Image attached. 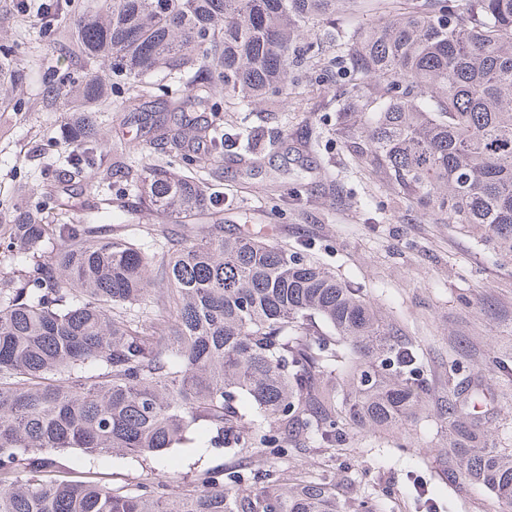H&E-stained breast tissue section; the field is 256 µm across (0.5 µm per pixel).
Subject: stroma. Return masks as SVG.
I'll return each instance as SVG.
<instances>
[{
  "label": "stroma",
  "mask_w": 512,
  "mask_h": 512,
  "mask_svg": "<svg viewBox=\"0 0 512 512\" xmlns=\"http://www.w3.org/2000/svg\"><path fill=\"white\" fill-rule=\"evenodd\" d=\"M15 6L16 0H0V40L20 45L25 71L14 91L18 110L0 112V225L12 222L15 199L56 180L70 152L53 137L63 112L45 100V86L87 74L66 45L42 37L39 26L16 22ZM299 82L303 100L278 112H227L215 95L211 118L226 137L244 124L262 139L281 133L288 142L262 152L252 170L236 164L234 146H226L224 231L306 247L313 261L361 286L416 350L429 396L419 418L395 432L354 433L343 448L289 451L288 468L334 478L341 512H353L361 496L382 512H512L482 486L449 482L450 434L441 417L460 378L481 383L478 411L491 432L484 445L512 449V262L494 260L454 226L394 204L374 176L350 174L349 157L331 134L333 115L320 103L345 86V77L335 67L314 69ZM304 140L310 147L302 151ZM454 359L457 374L448 369ZM274 460L270 452L251 456L196 444L147 461L108 454L91 470L116 485L149 470L177 485L216 467L261 472Z\"/></svg>",
  "instance_id": "stroma-1"
}]
</instances>
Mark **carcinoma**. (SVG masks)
Returning a JSON list of instances; mask_svg holds the SVG:
<instances>
[{"label":"carcinoma","mask_w":512,"mask_h":512,"mask_svg":"<svg viewBox=\"0 0 512 512\" xmlns=\"http://www.w3.org/2000/svg\"><path fill=\"white\" fill-rule=\"evenodd\" d=\"M361 0H52L74 11L72 52L92 75L48 94L61 137L96 189L122 182L123 221L80 218L57 183L37 189L0 236V512H338L336 483L274 467L207 469L173 488L153 474L113 486L80 475L115 450L147 459L203 428L213 448L345 444L386 433L428 396L411 348L361 288L301 251L224 236V195L190 154L224 155L202 112L288 104L294 74L332 61L348 76L332 132L395 202L454 224L512 260V0H373V23L341 34ZM191 76L154 99L153 77ZM23 79L0 47V111ZM123 124L153 151L133 161L121 131L100 161L96 118L114 85ZM241 164L256 163L252 132ZM59 211L50 224L47 205ZM151 240L147 251L130 233ZM180 226L170 231L169 222ZM206 229L195 233V225ZM482 390L444 411L448 480L512 505V451L475 448Z\"/></svg>","instance_id":"cac0c4a2"}]
</instances>
